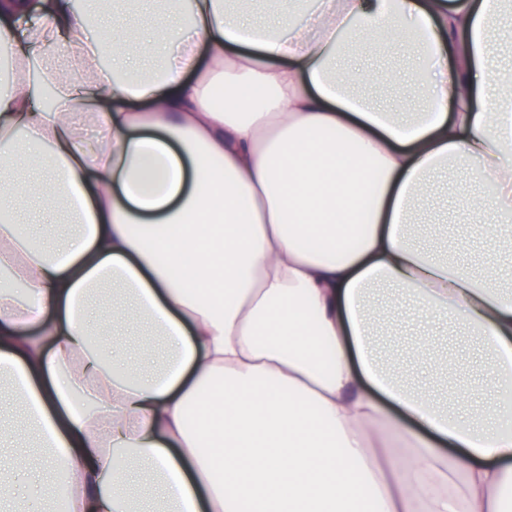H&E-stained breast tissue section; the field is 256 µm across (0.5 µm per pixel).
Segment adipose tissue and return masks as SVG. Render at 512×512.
I'll return each mask as SVG.
<instances>
[{"mask_svg":"<svg viewBox=\"0 0 512 512\" xmlns=\"http://www.w3.org/2000/svg\"><path fill=\"white\" fill-rule=\"evenodd\" d=\"M504 0H179L104 35L98 4L0 0V379L50 457L60 512H512V81ZM411 61L426 105L392 112L343 61ZM493 189L460 225L415 220L433 176ZM29 198L72 226L48 245ZM462 324L493 399L383 312ZM147 324L134 354L102 329ZM447 365L416 386L391 359ZM407 446L403 455L392 445Z\"/></svg>","mask_w":512,"mask_h":512,"instance_id":"adipose-tissue-1","label":"adipose tissue"}]
</instances>
